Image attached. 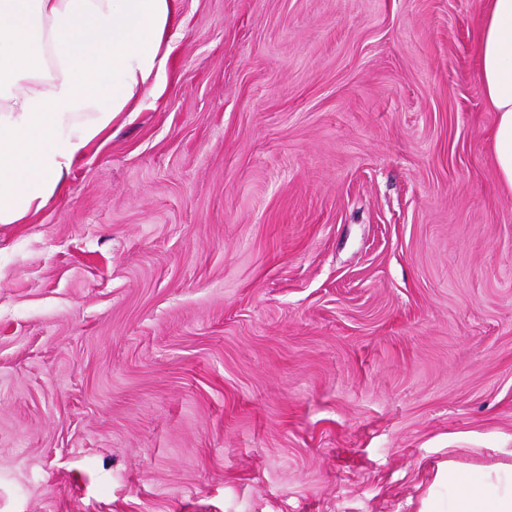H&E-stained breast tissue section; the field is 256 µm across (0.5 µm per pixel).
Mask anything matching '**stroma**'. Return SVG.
I'll return each mask as SVG.
<instances>
[{
	"label": "stroma",
	"mask_w": 512,
	"mask_h": 512,
	"mask_svg": "<svg viewBox=\"0 0 512 512\" xmlns=\"http://www.w3.org/2000/svg\"><path fill=\"white\" fill-rule=\"evenodd\" d=\"M481 0H179L153 108L0 224V512H420L512 463Z\"/></svg>",
	"instance_id": "stroma-1"
}]
</instances>
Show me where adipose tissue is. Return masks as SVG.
Instances as JSON below:
<instances>
[{
    "label": "adipose tissue",
    "mask_w": 512,
    "mask_h": 512,
    "mask_svg": "<svg viewBox=\"0 0 512 512\" xmlns=\"http://www.w3.org/2000/svg\"><path fill=\"white\" fill-rule=\"evenodd\" d=\"M181 26L178 0H0V224H22L127 112L154 105ZM480 91L512 191V0H484ZM448 512H512V464L448 466Z\"/></svg>",
    "instance_id": "adipose-tissue-1"
}]
</instances>
